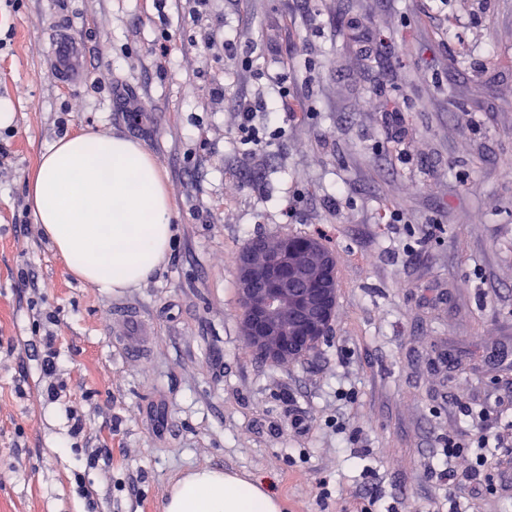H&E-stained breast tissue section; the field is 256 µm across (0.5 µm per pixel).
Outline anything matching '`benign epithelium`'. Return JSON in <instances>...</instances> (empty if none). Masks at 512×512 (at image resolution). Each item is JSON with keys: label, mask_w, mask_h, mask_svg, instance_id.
<instances>
[{"label": "benign epithelium", "mask_w": 512, "mask_h": 512, "mask_svg": "<svg viewBox=\"0 0 512 512\" xmlns=\"http://www.w3.org/2000/svg\"><path fill=\"white\" fill-rule=\"evenodd\" d=\"M241 329L266 361L290 363L329 335L337 308L336 257L309 237L274 247L256 240L237 264Z\"/></svg>", "instance_id": "7a95c632"}]
</instances>
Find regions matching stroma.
<instances>
[{"mask_svg":"<svg viewBox=\"0 0 512 512\" xmlns=\"http://www.w3.org/2000/svg\"><path fill=\"white\" fill-rule=\"evenodd\" d=\"M191 7L0 4V104L16 117L0 129V512H162L203 466L270 482L283 512L370 497L378 512H512V0H213L198 27ZM58 28L82 79L47 64ZM367 34L390 55H361ZM164 37L170 56H149ZM282 87L305 111L284 112ZM258 94L256 124L279 135L252 159L237 103ZM82 130L142 144L168 185L171 253L137 287L75 278L28 208L42 153ZM284 233L330 241L338 300L330 336L274 364L241 334L226 258ZM118 300L155 322L142 359L110 343ZM48 334L56 400L40 393ZM489 428L480 469L470 441ZM452 439L466 448L448 460ZM98 448L110 471L87 466Z\"/></svg>","mask_w":512,"mask_h":512,"instance_id":"obj_1","label":"stroma"}]
</instances>
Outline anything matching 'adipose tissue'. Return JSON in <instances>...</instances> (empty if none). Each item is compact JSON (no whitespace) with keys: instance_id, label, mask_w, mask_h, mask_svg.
Instances as JSON below:
<instances>
[{"instance_id":"obj_1","label":"adipose tissue","mask_w":512,"mask_h":512,"mask_svg":"<svg viewBox=\"0 0 512 512\" xmlns=\"http://www.w3.org/2000/svg\"><path fill=\"white\" fill-rule=\"evenodd\" d=\"M28 202L69 271L96 287L134 286L169 253L174 212L168 187L152 154L122 135L59 139L40 158ZM279 510L263 484L208 467L177 480L163 505V512Z\"/></svg>"}]
</instances>
